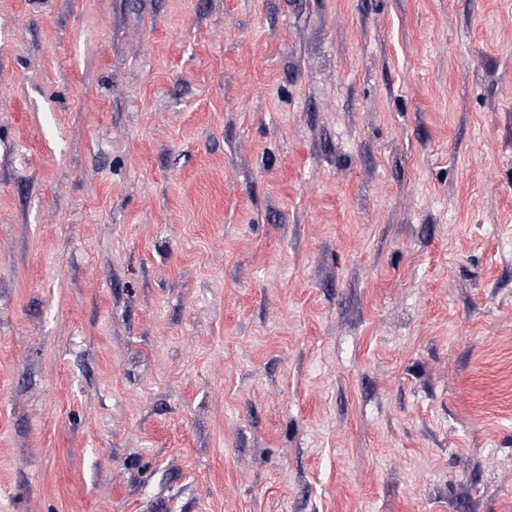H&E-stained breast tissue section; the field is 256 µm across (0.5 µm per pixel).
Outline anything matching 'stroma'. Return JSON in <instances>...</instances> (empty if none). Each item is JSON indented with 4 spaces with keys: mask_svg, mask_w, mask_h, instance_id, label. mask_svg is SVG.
<instances>
[{
    "mask_svg": "<svg viewBox=\"0 0 512 512\" xmlns=\"http://www.w3.org/2000/svg\"><path fill=\"white\" fill-rule=\"evenodd\" d=\"M512 512V0H0V512Z\"/></svg>",
    "mask_w": 512,
    "mask_h": 512,
    "instance_id": "stroma-1",
    "label": "stroma"
}]
</instances>
